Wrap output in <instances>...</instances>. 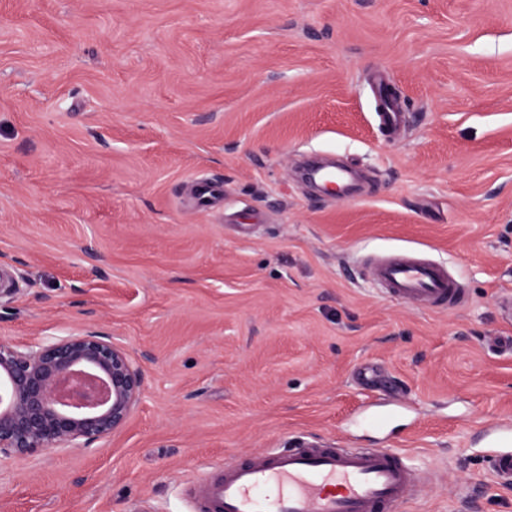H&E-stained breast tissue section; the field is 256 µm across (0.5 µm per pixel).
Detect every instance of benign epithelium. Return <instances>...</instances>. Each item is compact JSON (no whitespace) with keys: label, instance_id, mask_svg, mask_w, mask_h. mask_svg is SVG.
Segmentation results:
<instances>
[{"label":"benign epithelium","instance_id":"1","mask_svg":"<svg viewBox=\"0 0 512 512\" xmlns=\"http://www.w3.org/2000/svg\"><path fill=\"white\" fill-rule=\"evenodd\" d=\"M142 391L125 350L94 332L30 345L0 339V461L105 439Z\"/></svg>","mask_w":512,"mask_h":512}]
</instances>
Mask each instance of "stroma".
Masks as SVG:
<instances>
[{"label":"stroma","instance_id":"1","mask_svg":"<svg viewBox=\"0 0 512 512\" xmlns=\"http://www.w3.org/2000/svg\"><path fill=\"white\" fill-rule=\"evenodd\" d=\"M304 155L363 197L311 192ZM393 252L461 303L379 292ZM2 271L0 338L98 333L144 392L109 439L0 465V512H192L300 438L400 452L424 479L395 512H512L484 440L512 436V0H0Z\"/></svg>","mask_w":512,"mask_h":512}]
</instances>
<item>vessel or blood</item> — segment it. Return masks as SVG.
<instances>
[{
  "label": "vessel or blood",
  "instance_id": "vessel-or-blood-1",
  "mask_svg": "<svg viewBox=\"0 0 512 512\" xmlns=\"http://www.w3.org/2000/svg\"><path fill=\"white\" fill-rule=\"evenodd\" d=\"M389 295L408 303L455 306L460 284L447 270L410 253L372 267ZM498 483H512V449L492 454ZM415 484L412 468L392 449L328 448L299 442L247 462H233L197 482L195 512H393Z\"/></svg>",
  "mask_w": 512,
  "mask_h": 512
}]
</instances>
